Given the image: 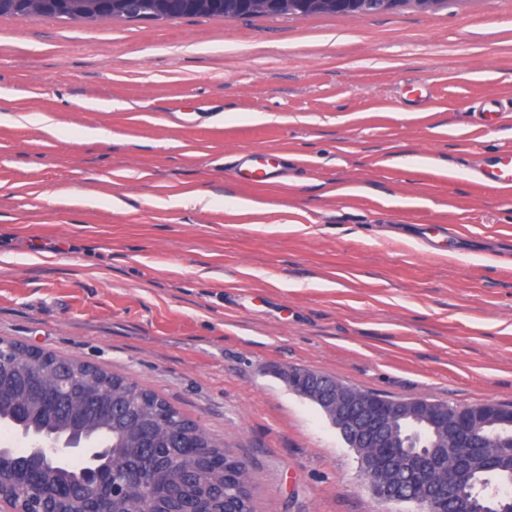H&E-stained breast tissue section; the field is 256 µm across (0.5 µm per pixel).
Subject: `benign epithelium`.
Returning a JSON list of instances; mask_svg holds the SVG:
<instances>
[{"label": "benign epithelium", "instance_id": "7a95c632", "mask_svg": "<svg viewBox=\"0 0 512 512\" xmlns=\"http://www.w3.org/2000/svg\"><path fill=\"white\" fill-rule=\"evenodd\" d=\"M285 375L290 390L315 405L348 447L366 449L358 457V466L373 475L370 490L385 504L405 503L387 484V474L397 458L406 454L418 457L414 475L425 486L434 480L443 462L438 455L411 450L417 433L400 435L394 427L396 421H410L441 433L442 447L463 441L482 449L491 459L502 450H512V407L505 412L503 405L487 401L453 412L452 405L446 401L387 398L338 380L331 381L333 393L329 394L322 386L326 377L306 369L290 368ZM489 414L499 417L500 432L483 430V419ZM17 436L24 447L0 448V485L32 486L34 491L27 501L21 502L0 490V512H62L59 508L62 502L76 503L77 512H112L113 495L135 484L140 485L149 503L147 512H224L205 501L181 505L172 492L145 485L143 474L136 469L127 473L120 486L109 485L112 449L99 443L42 435L24 428ZM207 453L205 448L182 450L175 462L205 465ZM77 458L88 462L80 482L45 478V473L63 471Z\"/></svg>", "mask_w": 512, "mask_h": 512}]
</instances>
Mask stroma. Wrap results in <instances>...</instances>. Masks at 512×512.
Returning <instances> with one entry per match:
<instances>
[{
	"label": "stroma",
	"mask_w": 512,
	"mask_h": 512,
	"mask_svg": "<svg viewBox=\"0 0 512 512\" xmlns=\"http://www.w3.org/2000/svg\"><path fill=\"white\" fill-rule=\"evenodd\" d=\"M507 98L512 0L0 16V338L167 399L257 512H388L277 371L512 405V189L473 173L512 149V112L474 107ZM255 154L269 180L239 178ZM319 0H275L272 4L255 0H187L178 14H174L166 0H148L143 11H134L130 1L112 0L108 17L102 15L98 0H66L52 17L61 21L86 20L92 22L113 20L167 21L180 17L224 18L232 20L242 16L309 17L339 15L332 7L316 4ZM449 0H386V7L373 13H385L389 11L400 10L403 8H414L424 12L435 11L443 5H447ZM429 2V3H427Z\"/></svg>",
	"instance_id": "1"
}]
</instances>
